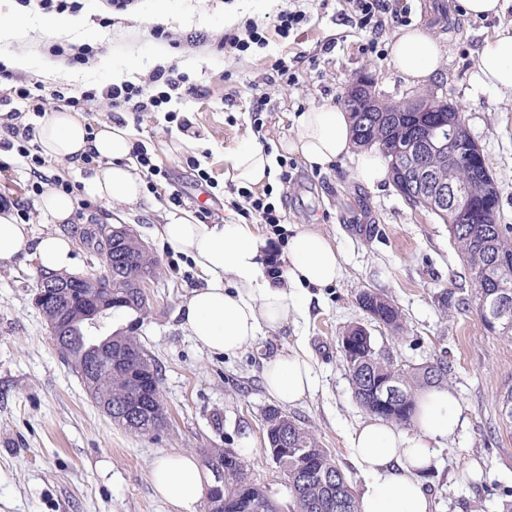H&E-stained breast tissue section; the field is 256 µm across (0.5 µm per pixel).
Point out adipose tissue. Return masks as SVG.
<instances>
[{
  "label": "adipose tissue",
  "instance_id": "ef3b65f1",
  "mask_svg": "<svg viewBox=\"0 0 512 512\" xmlns=\"http://www.w3.org/2000/svg\"><path fill=\"white\" fill-rule=\"evenodd\" d=\"M392 66L411 84H427L442 74L443 47L427 31L402 28L389 43ZM477 82L499 92H512V28L487 40L477 62ZM42 155L70 165L88 154L102 158L83 183L86 191L112 205L136 204L143 192V171L132 155L127 125L105 122L88 131L81 113L56 112L37 134ZM286 152L311 168H326L349 159L357 178L368 186L384 183L388 163L379 152L354 151L352 118L333 105L309 108L293 115ZM226 178L250 189L274 182L271 155L252 142L234 148L227 157ZM77 200L54 188L46 189L36 208L53 229L33 236L19 222L14 207L0 208V262L35 259L48 272L69 269L73 242L59 230L71 218ZM158 235L190 257L204 285L182 304V325L207 350L233 355L253 342L262 329L287 325L300 311V294L307 288H327L343 276L346 258L329 237L300 230L288 241L287 264L280 277L266 273V238L247 223L212 227L190 212L165 217ZM233 288H226V281ZM266 390L278 403L291 405L311 393L316 376L304 350L277 357L264 373ZM464 424L462 408L448 389L432 388L418 395L414 428L404 431L376 418L361 422L349 436V446L363 477L360 512H433L423 477L435 465L439 448ZM150 477L155 491L178 512H191L205 495L198 459L189 453H165L154 462Z\"/></svg>",
  "mask_w": 512,
  "mask_h": 512
}]
</instances>
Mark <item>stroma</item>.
Wrapping results in <instances>:
<instances>
[{"instance_id":"35a3bbf8","label":"stroma","mask_w":512,"mask_h":512,"mask_svg":"<svg viewBox=\"0 0 512 512\" xmlns=\"http://www.w3.org/2000/svg\"><path fill=\"white\" fill-rule=\"evenodd\" d=\"M440 0H408L411 24H421L442 42L445 73L429 88L462 114L482 150L500 191V221L512 225V94L483 89L473 81L478 53L501 26L512 24V0H503L500 17L475 18L456 10L452 24L430 16ZM33 25L80 21L99 29L92 41L93 70L77 92H89L81 114L89 128L101 123L127 124L159 170L154 186L144 189L132 207H112L77 193V207L61 231L74 243L72 273L98 267L83 243L86 228L132 225L159 263L149 283L146 313L124 311L108 319V331L134 330L158 365L161 400L168 427L159 436L134 435L115 424L93 402L80 378L64 365L49 328L34 303L40 272L35 260L0 264V512H176L158 497L149 473L164 452L200 454L205 448H236L250 436L256 452L249 459L254 478L269 486L280 504L291 501L280 470L265 451L264 413L274 399L264 388L267 365L306 343L318 386L285 411L314 430L347 476L353 491L362 479L348 448L354 426L366 419L356 403L338 340L356 325L365 326L377 349L406 364L446 360L448 385L458 399L465 425L449 441L428 487L436 512H505L512 504V429L500 416V398L512 386V341L489 332L477 311L476 288L464 271L448 227L432 213L410 205L392 183L376 187L359 181L349 161L326 170L308 169L289 156L294 179L279 231L261 225L270 251L285 256L282 236L315 229L336 240L347 264L343 279L328 288H309L307 309L288 325L263 329L256 341L234 355L213 353L183 329L179 308L203 282L192 260L179 254L155 232L161 214L172 211L170 195L182 198L183 210L211 212V223L241 221L224 176L228 153L253 134L251 105L255 92L268 94L263 134L277 148L291 135V115L321 104L341 105L352 83L368 76L381 99L402 102L418 86L395 73L388 57L363 51V32L343 25L348 0H300L310 21L298 34L283 38L273 27L275 10L261 0H135L124 13L106 0H78V9L43 10L9 0ZM171 14L168 39L153 36L150 17L158 6ZM255 21L265 47L225 55L229 17ZM171 59L176 72L203 86L199 99L172 100L168 112H113L99 95L113 71L139 64L152 73L156 52ZM307 57L295 84L273 83L276 60ZM200 143L197 150L168 154L165 146L184 132ZM0 130V197L29 207L33 236L47 232L34 205L29 166L6 144ZM223 187L210 195L199 171ZM371 290L387 296L403 313L402 331L378 327L357 298ZM452 293L454 303L442 302Z\"/></svg>"}]
</instances>
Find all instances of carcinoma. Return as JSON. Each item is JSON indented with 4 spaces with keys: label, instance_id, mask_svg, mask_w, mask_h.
Segmentation results:
<instances>
[{
    "label": "carcinoma",
    "instance_id": "carcinoma-1",
    "mask_svg": "<svg viewBox=\"0 0 512 512\" xmlns=\"http://www.w3.org/2000/svg\"><path fill=\"white\" fill-rule=\"evenodd\" d=\"M433 96L426 91L403 102H385L368 87L346 91L344 105L353 118L355 144L377 147L388 158L390 176L396 191L412 206L434 214L448 225L450 237L472 276L477 288L479 312L487 321L492 303L505 300L511 312L494 320L490 331L512 340V225L498 223L500 193L490 177L481 149L470 136L457 107L445 104V111L426 116L417 106ZM437 136L448 128L455 130L456 140L446 150H432L423 163L435 184L459 190L470 203V221L463 222L453 208L441 209L434 202L433 188L422 192L409 189L412 161L397 146L407 145L421 133L422 126ZM85 244L100 257L117 250L123 259L100 273L112 285V298L128 304L112 306V311H146L140 299L141 278L154 276L157 260L138 237L97 240L92 233ZM359 305L371 312V318L385 329H403L399 307L389 298L363 291ZM50 322L66 325V352L60 358L75 369L95 403L102 409L112 407L113 421L135 435H157L166 427L163 408L154 411L152 396L159 392L158 366L144 349L139 338L122 332L106 336L91 335L77 318L79 309L70 302L49 300L37 306ZM359 352L358 362L348 366V376L357 404L367 413L387 422L409 425L413 419L416 391L439 387L448 381V362L439 360L421 369L402 368L392 357L375 350L373 338L352 328L340 337ZM98 358L99 369L85 371L82 366ZM398 385L408 395V402L390 411H381L375 403L378 382ZM267 446L288 439V454L279 458L278 467L292 493L291 512H358V504L349 481L328 449L295 419L279 413L272 428L265 430ZM204 465L212 471L224 470V497L212 503V512H280L277 500L266 486L257 482L246 461L233 448L203 451Z\"/></svg>",
    "mask_w": 512,
    "mask_h": 512
}]
</instances>
